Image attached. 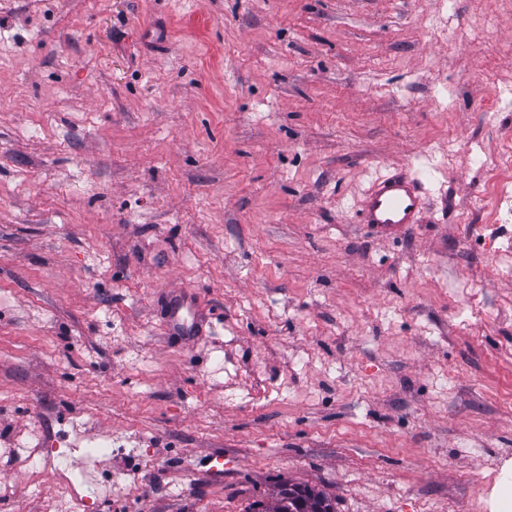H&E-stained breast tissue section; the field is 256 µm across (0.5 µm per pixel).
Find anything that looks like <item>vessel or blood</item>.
Segmentation results:
<instances>
[{
  "label": "vessel or blood",
  "mask_w": 512,
  "mask_h": 512,
  "mask_svg": "<svg viewBox=\"0 0 512 512\" xmlns=\"http://www.w3.org/2000/svg\"><path fill=\"white\" fill-rule=\"evenodd\" d=\"M423 218L418 179L405 169L375 182L359 213L360 223L379 232L419 224Z\"/></svg>",
  "instance_id": "vessel-or-blood-1"
}]
</instances>
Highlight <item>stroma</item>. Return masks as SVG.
Returning a JSON list of instances; mask_svg holds the SVG:
<instances>
[{
  "label": "stroma",
  "mask_w": 512,
  "mask_h": 512,
  "mask_svg": "<svg viewBox=\"0 0 512 512\" xmlns=\"http://www.w3.org/2000/svg\"><path fill=\"white\" fill-rule=\"evenodd\" d=\"M506 152L512 0H0V512H512ZM423 218L418 179L406 169L375 182L359 213V223L377 232L420 224ZM305 504L310 509H326L325 511L311 512H335L332 499L322 491H316L308 485H284L279 489L274 505L271 509L264 508L262 503H255L250 511L265 512H307L303 510Z\"/></svg>",
  "instance_id": "35a3bbf8"
}]
</instances>
